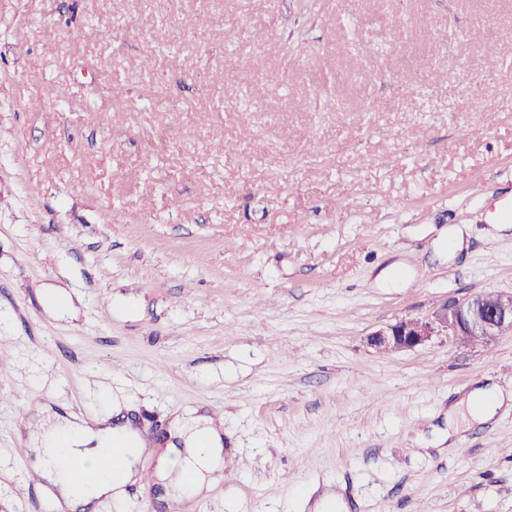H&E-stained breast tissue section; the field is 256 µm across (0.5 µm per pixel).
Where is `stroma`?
<instances>
[{"label": "stroma", "instance_id": "stroma-1", "mask_svg": "<svg viewBox=\"0 0 512 512\" xmlns=\"http://www.w3.org/2000/svg\"><path fill=\"white\" fill-rule=\"evenodd\" d=\"M318 6L0 0V512H55L15 431L42 397L122 406L157 438L183 408L219 414L232 448L197 512H313L336 490L329 512H512V409L456 452L415 442L471 389L512 391V335L366 343L512 290V226L488 233L512 200V0ZM451 224L466 246L438 257ZM57 286L72 313L48 308Z\"/></svg>", "mask_w": 512, "mask_h": 512}]
</instances>
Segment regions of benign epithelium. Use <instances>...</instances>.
<instances>
[{
    "label": "benign epithelium",
    "mask_w": 512,
    "mask_h": 512,
    "mask_svg": "<svg viewBox=\"0 0 512 512\" xmlns=\"http://www.w3.org/2000/svg\"><path fill=\"white\" fill-rule=\"evenodd\" d=\"M512 334V291L475 293L452 299L424 319L405 318L388 324L367 337L378 352H404L422 346L435 336H447L460 345L477 336L489 344Z\"/></svg>",
    "instance_id": "1"
}]
</instances>
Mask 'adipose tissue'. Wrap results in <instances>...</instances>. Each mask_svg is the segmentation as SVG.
I'll return each instance as SVG.
<instances>
[{
	"label": "adipose tissue",
	"instance_id": "1",
	"mask_svg": "<svg viewBox=\"0 0 512 512\" xmlns=\"http://www.w3.org/2000/svg\"><path fill=\"white\" fill-rule=\"evenodd\" d=\"M510 403L512 393L487 385L465 394L451 411L483 423ZM25 428L41 451L42 476L56 488L52 500L61 512L93 506L104 496L122 499L127 485L141 480L140 464L147 457L156 459L154 477L164 488V501L174 508L206 496L224 478L222 430L210 416L193 410L174 416L163 448L149 447L131 424H112L110 415L72 421L39 402L29 407ZM61 453L96 468L95 478L81 482L56 469L52 459Z\"/></svg>",
	"mask_w": 512,
	"mask_h": 512
}]
</instances>
